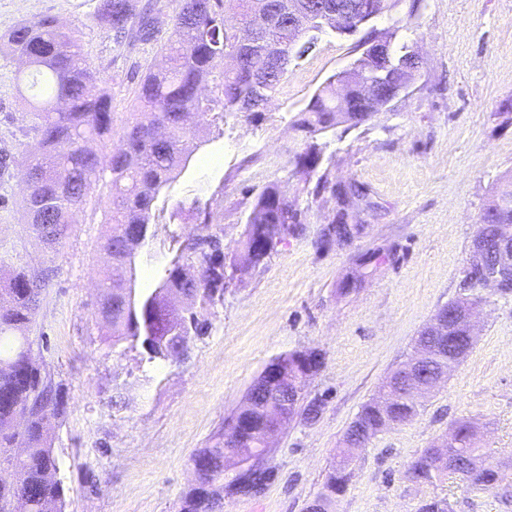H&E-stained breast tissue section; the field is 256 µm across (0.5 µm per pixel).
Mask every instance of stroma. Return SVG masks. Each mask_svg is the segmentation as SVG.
Wrapping results in <instances>:
<instances>
[{"label": "stroma", "instance_id": "obj_1", "mask_svg": "<svg viewBox=\"0 0 512 512\" xmlns=\"http://www.w3.org/2000/svg\"><path fill=\"white\" fill-rule=\"evenodd\" d=\"M95 4L0 0V36L54 16L80 42L113 111L127 118L138 109L137 78L164 61L177 0H157L155 38L135 45L92 21ZM403 17L410 23L397 41L418 49L419 78L362 124L312 136L294 128L314 92L360 53L356 38L330 33L289 65L263 112L225 116L219 132L190 141L188 166L153 203L134 258L135 293L157 288L204 230L182 214L194 199L210 201L206 230L221 237L228 256L268 186L296 203L302 230L226 290L184 359L144 366L138 351L112 352L93 315L108 225L80 213L61 244L45 246L26 222L18 172L0 177V268L53 271L30 341L65 400L52 423L65 512H177L194 482L189 455L240 407L267 363L296 350L319 355L306 396L322 399V412L313 421L295 416L276 438L261 461L271 473L262 493L224 498L217 512H306L361 405L406 360L437 309L464 295L479 215L512 174V0H400L374 27ZM24 67L0 44V152L19 161L36 143L15 79ZM313 150L314 171L293 175L296 156ZM351 183L364 199L340 204L335 188ZM342 210L359 231L339 243L325 233ZM374 252L380 264L349 285ZM461 420L477 426L499 485L479 491L458 478L409 481L416 453ZM351 469L336 512H418L434 499L450 512H512V295H484L467 357L414 420L379 433Z\"/></svg>", "mask_w": 512, "mask_h": 512}]
</instances>
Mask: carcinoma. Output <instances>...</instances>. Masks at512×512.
Masks as SVG:
<instances>
[{"label":"carcinoma","instance_id":"carcinoma-1","mask_svg":"<svg viewBox=\"0 0 512 512\" xmlns=\"http://www.w3.org/2000/svg\"><path fill=\"white\" fill-rule=\"evenodd\" d=\"M235 23H228L224 0H178L172 16V28L162 46L167 64L159 70L147 69L136 85L140 112L130 121L112 111V96L106 91L97 95L89 87L96 81L95 69L86 60L77 40L61 30L57 21L44 16L16 25L6 38L11 53L26 59L27 77L34 91L30 103L35 150L22 162L21 174L33 178L25 199V213L31 226L52 224L54 238L49 246L60 243L74 212L94 219L102 213L103 223L110 225L104 250L111 254L108 271L101 281L100 300L95 316L110 329V346L140 350V363L174 359L179 350L205 333L207 319L198 309L224 301L228 283L224 276V250L215 234H199L194 241L200 248L195 260L197 274L172 284L174 292H185L192 303L168 313L162 302L147 292L131 296L132 289L116 283L117 269L123 254L134 255L141 246L136 233L148 228L152 204L188 161L183 145L201 131L219 128L224 116L238 112L256 116L276 91L288 65L308 55L319 37L331 32L322 21L318 4L344 14L357 13L359 7L375 0H297L307 28L308 39L288 26L291 0H234ZM152 0L136 8L133 0H97L92 20L108 26L119 37L147 41L151 37ZM270 15L273 24L262 34L252 28L254 14ZM409 46L390 49L391 60L370 53L360 55L345 70L347 82L356 86L359 75L385 71V84L396 88L409 80L415 62L408 55ZM232 57L237 65L231 69L220 63ZM335 80L329 78L319 89L315 101L302 108L294 123L309 135L324 132L338 124L356 126L371 113L349 112L340 119L333 106ZM118 135L124 148L111 155L99 154L87 147L90 141L106 142ZM104 182L107 199L94 202L88 194L93 182ZM274 188H265L255 199L247 217L243 240L234 253L244 282L252 271L265 264L266 258L253 253L246 244L252 232L261 231L271 241L270 250L282 238L298 231L301 218L295 205L286 198L273 197ZM196 224L212 223L210 203L197 198L190 208ZM489 224H512V176L503 178L492 198L483 208L477 231ZM50 277H35L30 269L13 270L7 288H0V468L13 470L8 484L0 483V512L16 497L27 502L26 512H63L64 488L58 478V466L51 444V421L64 411L60 384L31 356L28 334L35 322L49 286ZM467 332L462 316L448 318V342L432 351L433 358L422 365L429 382L442 362L453 369L468 354L471 346L459 340ZM300 352L275 357L284 372L279 395L261 390L262 380L249 388L252 405L241 406L236 414L250 415L253 431L244 441L229 444L224 429L213 434L206 447L190 455L188 464L208 459L209 467L182 497L179 512H214L224 495V454L233 446L242 461L255 462L268 452L263 435L272 423L270 409L293 416L302 414L313 421L321 413L323 402L305 400L288 383L295 373ZM421 403L404 397L386 409L372 398L361 406L356 418L380 433L394 425L413 420ZM29 410L31 420L20 432L13 422L18 412ZM453 439L454 447L465 454H476L477 437L473 425L458 421L441 440ZM358 443L346 430L336 464L326 474L316 499L323 502L324 512H331L336 497L345 491L350 480L346 459L349 448ZM438 459L425 448L415 455L409 466L418 471L416 482L432 484L442 478Z\"/></svg>","mask_w":512,"mask_h":512}]
</instances>
